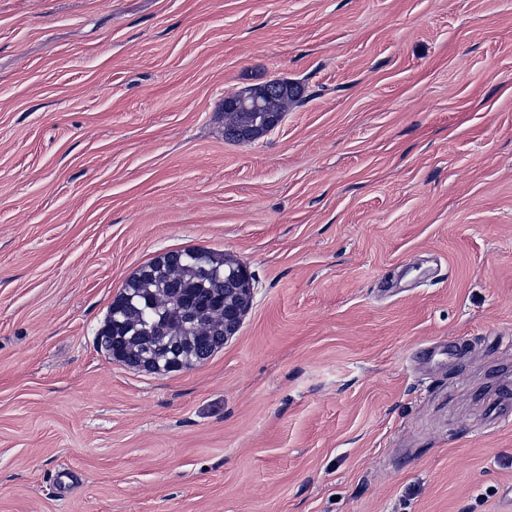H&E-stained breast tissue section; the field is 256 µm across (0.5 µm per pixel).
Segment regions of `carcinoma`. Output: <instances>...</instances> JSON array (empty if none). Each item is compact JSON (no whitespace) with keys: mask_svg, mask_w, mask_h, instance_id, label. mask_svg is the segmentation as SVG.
<instances>
[{"mask_svg":"<svg viewBox=\"0 0 512 512\" xmlns=\"http://www.w3.org/2000/svg\"><path fill=\"white\" fill-rule=\"evenodd\" d=\"M266 112L282 114L297 102L294 84L269 91L251 88ZM246 108L224 111V137L255 125ZM238 265L224 254L191 247L170 251L138 268L110 305L99 334L107 357L149 373H170L199 363L209 344L224 343V285L237 277Z\"/></svg>","mask_w":512,"mask_h":512,"instance_id":"obj_1","label":"carcinoma"}]
</instances>
